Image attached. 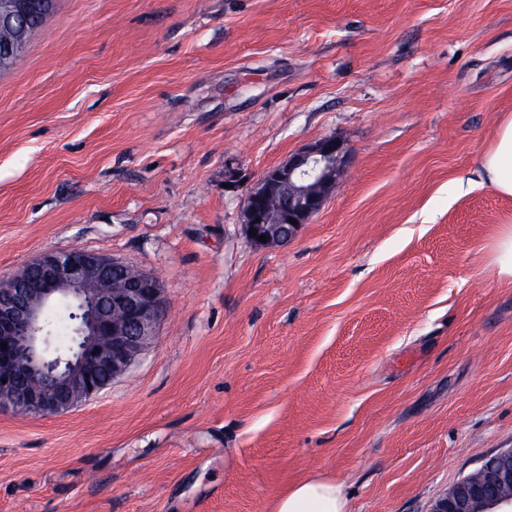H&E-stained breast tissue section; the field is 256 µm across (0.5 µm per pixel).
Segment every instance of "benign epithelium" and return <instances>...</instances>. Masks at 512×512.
Returning <instances> with one entry per match:
<instances>
[{
    "mask_svg": "<svg viewBox=\"0 0 512 512\" xmlns=\"http://www.w3.org/2000/svg\"><path fill=\"white\" fill-rule=\"evenodd\" d=\"M54 4L0 0V25L19 30L0 48V72L25 50L27 16H46ZM348 163L344 146L324 138L266 170L257 184L235 185L245 230L257 233L250 242L292 241L322 209ZM162 293L156 277L86 249L44 253L22 274L0 280V341L7 344L0 347V406L59 415L99 394L155 341ZM430 512H512V448L490 456L479 479H461Z\"/></svg>",
    "mask_w": 512,
    "mask_h": 512,
    "instance_id": "obj_1",
    "label": "benign epithelium"
}]
</instances>
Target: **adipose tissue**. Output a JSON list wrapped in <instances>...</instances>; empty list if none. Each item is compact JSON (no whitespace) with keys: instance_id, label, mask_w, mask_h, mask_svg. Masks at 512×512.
I'll list each match as a JSON object with an SVG mask.
<instances>
[{"instance_id":"obj_1","label":"adipose tissue","mask_w":512,"mask_h":512,"mask_svg":"<svg viewBox=\"0 0 512 512\" xmlns=\"http://www.w3.org/2000/svg\"><path fill=\"white\" fill-rule=\"evenodd\" d=\"M480 178L500 195L512 197V114L504 115L480 162ZM341 484L323 476L307 477L278 493L272 512H345Z\"/></svg>"}]
</instances>
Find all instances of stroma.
<instances>
[{
  "instance_id": "obj_1",
  "label": "stroma",
  "mask_w": 512,
  "mask_h": 512,
  "mask_svg": "<svg viewBox=\"0 0 512 512\" xmlns=\"http://www.w3.org/2000/svg\"><path fill=\"white\" fill-rule=\"evenodd\" d=\"M512 0H57L0 73V280L82 248L156 277L127 373L62 415L0 408V512H429L512 448ZM333 137L285 246L229 178ZM479 176L500 195L512 197V114L502 117L495 140L482 156ZM493 261L498 274L512 279V225L504 224L500 229L493 248ZM342 485L324 476L307 477L278 493L272 512H346Z\"/></svg>"
}]
</instances>
